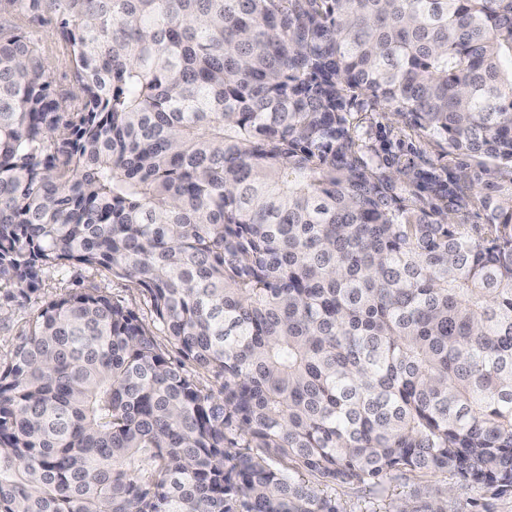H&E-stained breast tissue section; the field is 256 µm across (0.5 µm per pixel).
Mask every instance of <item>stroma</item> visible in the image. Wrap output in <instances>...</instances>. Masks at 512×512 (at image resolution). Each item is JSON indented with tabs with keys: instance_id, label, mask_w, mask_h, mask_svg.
<instances>
[{
	"instance_id": "obj_1",
	"label": "stroma",
	"mask_w": 512,
	"mask_h": 512,
	"mask_svg": "<svg viewBox=\"0 0 512 512\" xmlns=\"http://www.w3.org/2000/svg\"><path fill=\"white\" fill-rule=\"evenodd\" d=\"M28 28L41 41L54 86L68 91L73 83L72 65L56 34L53 17L44 12L35 14L29 19ZM354 118L360 136L390 169L432 168L442 176L461 172L481 195L497 202L512 199V170L506 168L492 175L486 159L449 155L446 146L410 131L385 109L358 112ZM92 283L134 309L143 321H150L146 298L127 281L97 274L85 266L68 265L47 272L35 291L11 283L0 284V355L9 354L44 300ZM330 493L342 512H430L436 502L445 512H512V495H494L449 472L406 470L394 473L378 486L341 484L331 488Z\"/></svg>"
}]
</instances>
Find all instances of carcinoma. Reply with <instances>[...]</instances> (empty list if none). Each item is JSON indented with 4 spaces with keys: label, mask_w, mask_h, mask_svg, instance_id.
<instances>
[{
    "label": "carcinoma",
    "mask_w": 512,
    "mask_h": 512,
    "mask_svg": "<svg viewBox=\"0 0 512 512\" xmlns=\"http://www.w3.org/2000/svg\"><path fill=\"white\" fill-rule=\"evenodd\" d=\"M77 89L0 36V512H342L311 485L512 493V203L387 170L351 108L512 168V0H49ZM488 212L480 232L453 220ZM220 384L205 394L157 342ZM91 282L98 284L107 295L120 300L134 309L140 318L152 326L149 304L140 290L127 281L112 276L97 274L85 266L66 265L60 270L46 273L38 290L28 291L11 283L0 284V355L9 354L18 337L26 329L30 316L37 311L44 300L59 294L84 288ZM6 313V317H1Z\"/></svg>",
    "instance_id": "carcinoma-1"
}]
</instances>
